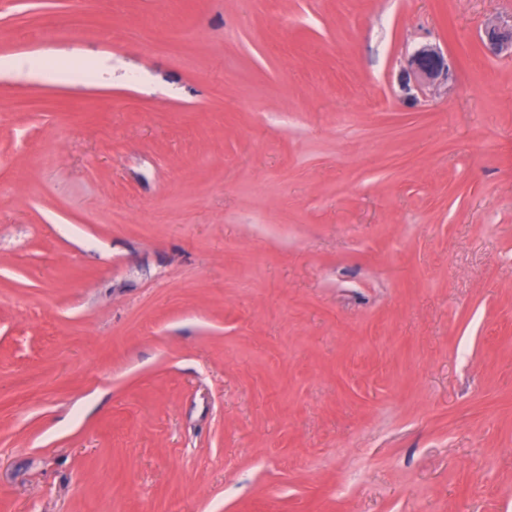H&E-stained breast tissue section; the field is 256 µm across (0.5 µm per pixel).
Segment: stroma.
<instances>
[{"label":"stroma","mask_w":512,"mask_h":512,"mask_svg":"<svg viewBox=\"0 0 512 512\" xmlns=\"http://www.w3.org/2000/svg\"><path fill=\"white\" fill-rule=\"evenodd\" d=\"M492 22L0 0V512H512ZM407 66V75L418 83H434L449 76L448 60L439 48L433 46L416 51Z\"/></svg>","instance_id":"obj_1"}]
</instances>
